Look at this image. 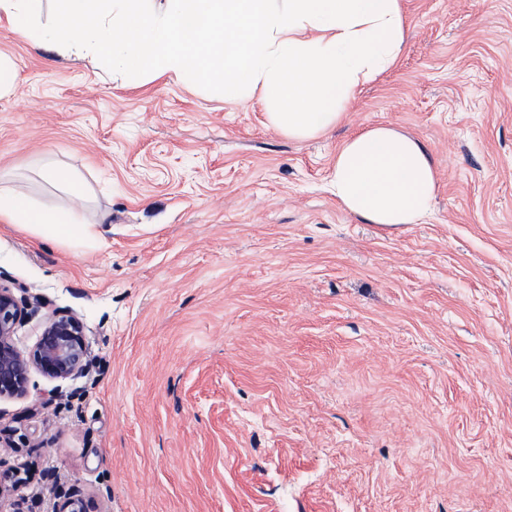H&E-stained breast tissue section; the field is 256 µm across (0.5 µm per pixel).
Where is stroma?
<instances>
[{
    "label": "stroma",
    "instance_id": "35a3bbf8",
    "mask_svg": "<svg viewBox=\"0 0 512 512\" xmlns=\"http://www.w3.org/2000/svg\"><path fill=\"white\" fill-rule=\"evenodd\" d=\"M403 5L397 66L309 140L0 29V170L63 206L29 172L50 156L96 223L70 245L0 222V282L91 352L0 400V512H50L54 482L96 512H512V0ZM379 124L431 156L421 223L329 191Z\"/></svg>",
    "mask_w": 512,
    "mask_h": 512
}]
</instances>
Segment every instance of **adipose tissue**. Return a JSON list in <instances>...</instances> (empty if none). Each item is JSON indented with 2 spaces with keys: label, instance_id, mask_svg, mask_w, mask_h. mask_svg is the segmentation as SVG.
Returning <instances> with one entry per match:
<instances>
[{
  "label": "adipose tissue",
  "instance_id": "1",
  "mask_svg": "<svg viewBox=\"0 0 512 512\" xmlns=\"http://www.w3.org/2000/svg\"><path fill=\"white\" fill-rule=\"evenodd\" d=\"M0 0V24L38 47L92 59L133 81L171 77L215 85L225 102H254L270 126L307 140L336 126L360 86L392 69L403 50L402 0ZM42 178L67 190L66 207L0 185V221L78 243L94 237L80 176L46 161ZM329 189L371 224L420 223L437 190L426 147L386 125L336 152Z\"/></svg>",
  "mask_w": 512,
  "mask_h": 512
}]
</instances>
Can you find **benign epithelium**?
Returning a JSON list of instances; mask_svg holds the SVG:
<instances>
[{"label": "benign epithelium", "instance_id": "7a95c632", "mask_svg": "<svg viewBox=\"0 0 512 512\" xmlns=\"http://www.w3.org/2000/svg\"><path fill=\"white\" fill-rule=\"evenodd\" d=\"M29 315L27 301L0 284V399L27 395L32 373L50 380H67L83 374L89 348L82 319L56 310L44 314L40 335L31 350L21 352L15 344L17 326ZM51 512H91L75 494L53 505Z\"/></svg>", "mask_w": 512, "mask_h": 512}]
</instances>
